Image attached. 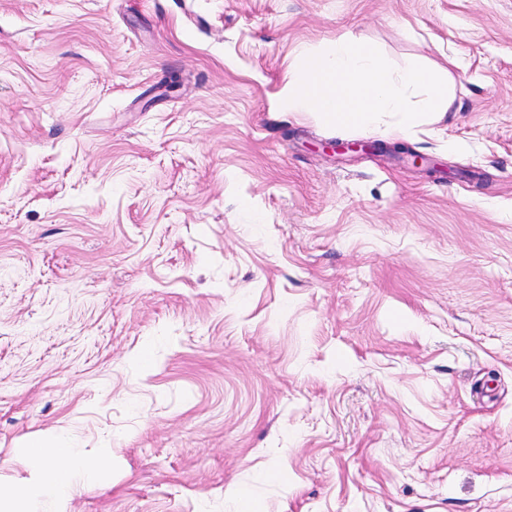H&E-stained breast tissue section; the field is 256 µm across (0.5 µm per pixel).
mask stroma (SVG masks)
<instances>
[{"instance_id":"stroma-1","label":"stroma","mask_w":512,"mask_h":512,"mask_svg":"<svg viewBox=\"0 0 512 512\" xmlns=\"http://www.w3.org/2000/svg\"><path fill=\"white\" fill-rule=\"evenodd\" d=\"M348 32L446 76L439 174L283 105ZM235 489L512 512V0H0V512ZM322 149L325 152L334 154L336 156H343L347 154H362V155H391L398 158H410L413 165L417 168L426 166V173L432 174L438 172L435 165L427 161L422 155L416 153L411 148L401 144H386L382 142L372 141H359L355 143L342 142L339 140H332L322 143ZM38 452L36 458L44 466L45 481L48 489L53 493H63L68 490L69 483L58 477L59 472L64 471V463L71 456L69 448H61L52 443L36 446Z\"/></svg>"}]
</instances>
